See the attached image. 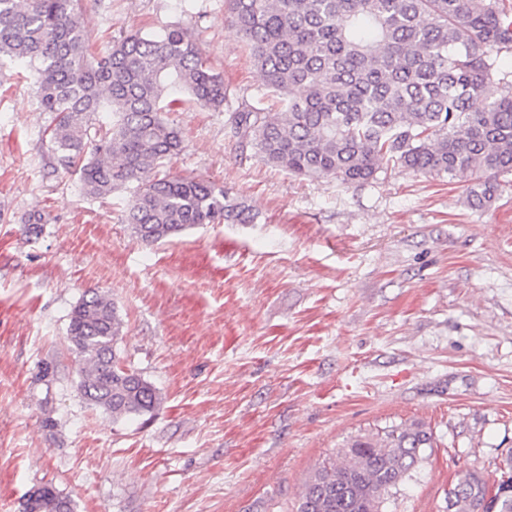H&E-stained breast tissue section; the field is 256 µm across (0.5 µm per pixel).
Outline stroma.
Returning a JSON list of instances; mask_svg holds the SVG:
<instances>
[{
  "mask_svg": "<svg viewBox=\"0 0 512 512\" xmlns=\"http://www.w3.org/2000/svg\"><path fill=\"white\" fill-rule=\"evenodd\" d=\"M80 7L99 48L188 28L227 101L165 113L185 149L162 172L255 219L142 242L124 222L136 184L85 196L32 80L0 60V512L43 485L74 512H294L337 449L414 421L434 444L394 512H448L465 471L496 485L512 457V174L482 209L469 182L393 165L354 184L291 175L233 132L231 113L271 92L224 0ZM90 290L115 302L120 363L156 387L154 414L83 400L68 326Z\"/></svg>",
  "mask_w": 512,
  "mask_h": 512,
  "instance_id": "35a3bbf8",
  "label": "stroma"
}]
</instances>
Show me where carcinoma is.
<instances>
[{
	"label": "carcinoma",
	"mask_w": 512,
	"mask_h": 512,
	"mask_svg": "<svg viewBox=\"0 0 512 512\" xmlns=\"http://www.w3.org/2000/svg\"><path fill=\"white\" fill-rule=\"evenodd\" d=\"M253 64L283 111L250 105L235 133L262 160L302 178L367 182L385 164L471 182L469 203L492 204L497 176L512 172V90L494 80V54L512 50V18L499 0H225ZM31 71L44 112L54 113L59 165L79 174L88 197L128 183L125 214L138 238L156 243L204 224H249L245 202L195 177L158 176L183 148L162 116L189 101L220 110L224 77L180 25L127 35L95 51L78 0H0V57ZM185 93L189 100L178 97ZM110 125L88 139L93 117ZM122 319L109 296L90 291L74 307L68 339L87 403L136 418L160 398L119 366ZM421 422L364 434L307 480L296 512H388L391 498L433 447ZM511 473L494 487L477 471L457 476L448 512H512ZM49 486L23 512H73Z\"/></svg>",
	"instance_id": "1"
}]
</instances>
